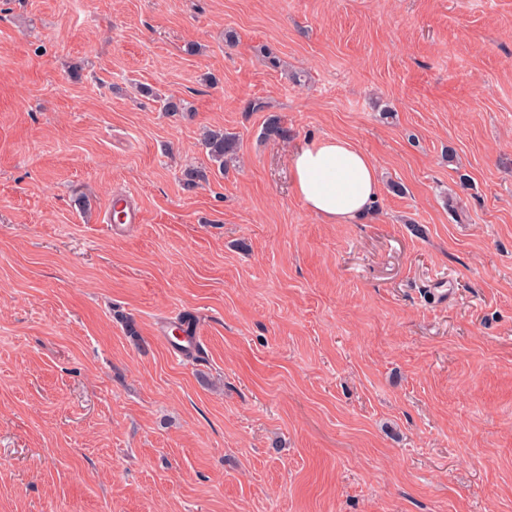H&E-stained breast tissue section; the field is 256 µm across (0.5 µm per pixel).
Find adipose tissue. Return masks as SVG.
Masks as SVG:
<instances>
[{
	"label": "adipose tissue",
	"instance_id": "adipose-tissue-1",
	"mask_svg": "<svg viewBox=\"0 0 512 512\" xmlns=\"http://www.w3.org/2000/svg\"><path fill=\"white\" fill-rule=\"evenodd\" d=\"M292 184L311 213L329 224H348L377 201L375 163L342 138H328L293 151Z\"/></svg>",
	"mask_w": 512,
	"mask_h": 512
}]
</instances>
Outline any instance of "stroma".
Segmentation results:
<instances>
[{
	"instance_id": "35a3bbf8",
	"label": "stroma",
	"mask_w": 512,
	"mask_h": 512,
	"mask_svg": "<svg viewBox=\"0 0 512 512\" xmlns=\"http://www.w3.org/2000/svg\"><path fill=\"white\" fill-rule=\"evenodd\" d=\"M0 512H512V0H0ZM201 144L209 159L224 169V159L238 153V138L234 134H224L221 131L206 130L201 137ZM292 184L311 213L328 224H349L377 201L375 163L343 138H328L293 151ZM117 212L115 219L114 212ZM103 223L110 224L113 229L119 228V224H139L142 222V212L127 195H116L111 200L109 207L103 214ZM112 224H114L112 226Z\"/></svg>"
}]
</instances>
